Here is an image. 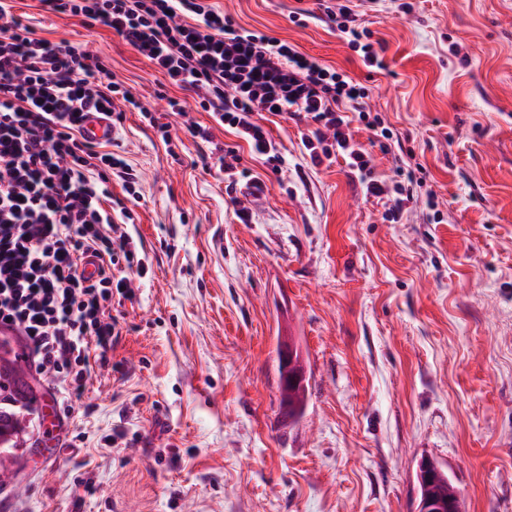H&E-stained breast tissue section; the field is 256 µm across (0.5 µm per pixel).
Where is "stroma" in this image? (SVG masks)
Returning a JSON list of instances; mask_svg holds the SVG:
<instances>
[{
	"label": "stroma",
	"instance_id": "obj_1",
	"mask_svg": "<svg viewBox=\"0 0 512 512\" xmlns=\"http://www.w3.org/2000/svg\"><path fill=\"white\" fill-rule=\"evenodd\" d=\"M213 2L365 86L393 132L385 151L355 133L375 175L402 165L422 183L392 222L343 157L311 162L305 124L267 123L273 169L192 110L262 183L229 189L212 143L168 113L180 91L162 73L103 25L14 0L37 35L101 54L170 129L128 111L116 130L137 194L116 182L112 197L148 270L111 308V364L51 459L37 418L17 415L0 512H416L425 457L466 512H512V0H375L358 22L386 50L381 73L318 0ZM286 341L308 380L295 424L277 385Z\"/></svg>",
	"mask_w": 512,
	"mask_h": 512
}]
</instances>
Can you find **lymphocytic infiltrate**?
I'll use <instances>...</instances> for the list:
<instances>
[{"label":"lymphocytic infiltrate","instance_id":"lymphocytic-infiltrate-1","mask_svg":"<svg viewBox=\"0 0 512 512\" xmlns=\"http://www.w3.org/2000/svg\"><path fill=\"white\" fill-rule=\"evenodd\" d=\"M65 18L103 25L171 85V114L192 106L235 130L266 164L278 163L265 116L306 120L302 144L314 164L342 151L367 195L387 197L398 220L412 197L414 171L375 179L370 156L355 141L360 122L374 139H392L380 117L364 107L366 88L347 73L322 64L278 38L249 30L210 0H41ZM324 13L363 65L386 70L384 47L365 41L355 27L352 0H330ZM140 111L158 132L152 111L114 81L87 44L53 43L0 0V326L24 333L36 372L52 383L57 401L79 400L93 366H107L118 336L106 318L113 300H128L145 266L128 232L127 208L113 209L112 181L134 194L136 176L120 155L89 142L86 112L112 118ZM98 265L86 277V262Z\"/></svg>","mask_w":512,"mask_h":512}]
</instances>
